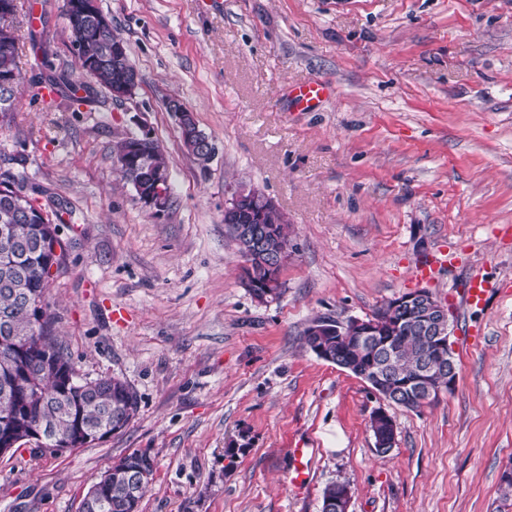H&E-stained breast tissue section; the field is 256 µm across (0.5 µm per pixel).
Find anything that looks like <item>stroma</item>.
<instances>
[{"mask_svg": "<svg viewBox=\"0 0 512 512\" xmlns=\"http://www.w3.org/2000/svg\"><path fill=\"white\" fill-rule=\"evenodd\" d=\"M140 76L72 111L24 86L0 113V175L65 200V267L47 314L79 373L137 393L121 433L54 454L0 457V512H79L113 461L150 450L139 512H321L328 482L350 512H512V0H98ZM25 76L75 64L65 0H19ZM332 94L309 110L288 89ZM180 100L216 148L187 154ZM148 125L168 160L172 205L155 215L112 147ZM255 187L288 215L283 294L255 302L227 235L228 189ZM432 279L413 269L437 255ZM492 288L461 295L472 274ZM452 312V393L410 411L302 346L313 320L370 318L416 288ZM481 342L467 347L468 331ZM385 408L395 446L375 450ZM308 479L290 482L293 448ZM346 484L348 483L340 480H335L331 481L325 486L322 494L321 512H324L327 503L333 502L334 500H336L334 512H349L352 499L351 488L347 487L345 490L340 492L342 487ZM337 494L338 496L336 497Z\"/></svg>", "mask_w": 512, "mask_h": 512, "instance_id": "obj_1", "label": "stroma"}]
</instances>
